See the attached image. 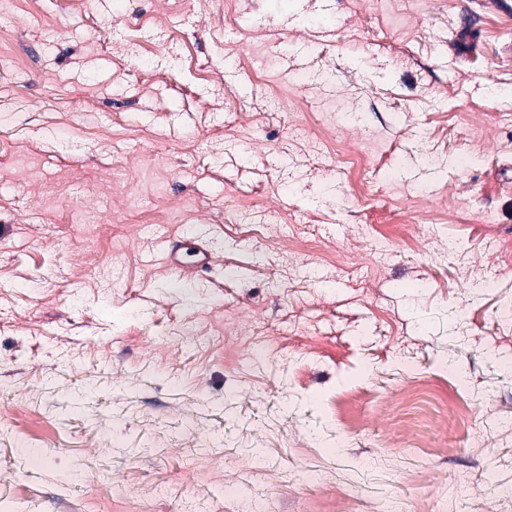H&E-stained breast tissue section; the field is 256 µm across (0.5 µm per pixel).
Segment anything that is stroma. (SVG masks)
<instances>
[{
  "label": "stroma",
  "instance_id": "35a3bbf8",
  "mask_svg": "<svg viewBox=\"0 0 512 512\" xmlns=\"http://www.w3.org/2000/svg\"><path fill=\"white\" fill-rule=\"evenodd\" d=\"M0 35V505L512 512V7L0 0ZM182 250H185V254L194 258L191 264L184 262L181 258L180 252ZM168 260L175 268L194 270V272L199 273L211 266L213 253L197 236L196 232H191L184 237L180 244L171 247L168 252Z\"/></svg>",
  "mask_w": 512,
  "mask_h": 512
}]
</instances>
